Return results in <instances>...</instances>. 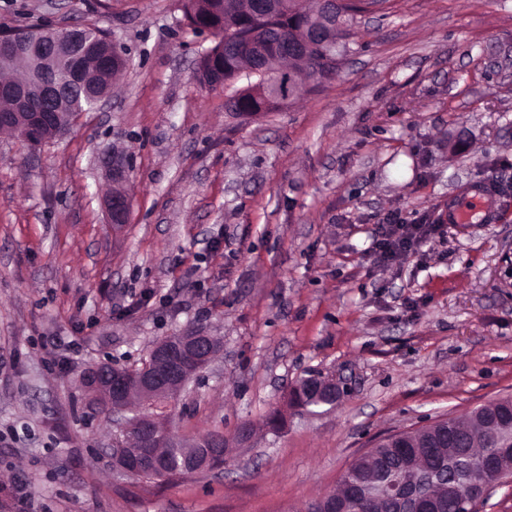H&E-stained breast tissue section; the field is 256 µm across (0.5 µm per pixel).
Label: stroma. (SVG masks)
<instances>
[{"instance_id": "35a3bbf8", "label": "stroma", "mask_w": 512, "mask_h": 512, "mask_svg": "<svg viewBox=\"0 0 512 512\" xmlns=\"http://www.w3.org/2000/svg\"><path fill=\"white\" fill-rule=\"evenodd\" d=\"M44 22L109 32L128 68L61 139L0 136V486L30 482L36 512H305L384 437L512 394V0H376L334 80L255 117L196 80L216 39L181 0H0V29ZM486 181L495 220L449 223ZM394 209L444 234L378 265ZM192 327L223 350L151 410L223 432L227 462L123 475L80 376ZM312 371L344 387L315 414L288 397ZM112 191L105 199V206L110 224H126L129 215V199L123 187L126 171L123 162L112 157L107 163Z\"/></svg>"}]
</instances>
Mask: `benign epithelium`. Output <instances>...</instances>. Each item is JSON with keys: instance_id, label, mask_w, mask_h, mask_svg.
<instances>
[{"instance_id": "1", "label": "benign epithelium", "mask_w": 512, "mask_h": 512, "mask_svg": "<svg viewBox=\"0 0 512 512\" xmlns=\"http://www.w3.org/2000/svg\"><path fill=\"white\" fill-rule=\"evenodd\" d=\"M270 39L276 40L290 56L299 53L303 44L299 37L281 29L254 37L252 42L261 45ZM87 40L88 31L82 26H43L31 38L15 30L0 29V70L10 69L19 61L28 67L25 80L0 81V102L6 104L0 111V132L33 146L49 143L69 131L80 117L77 112L64 111L72 88L90 83L104 88L91 101L95 106L108 97L112 77L127 67V59L111 41L103 47L91 46ZM247 87L267 92L269 100L289 99L288 83L280 72L259 87L252 82ZM107 168L112 182V191L105 199L109 223L125 224L129 215V199L123 187L125 165L113 159ZM220 348L219 339L207 330L189 328L174 338L158 341L150 361L139 371L130 372L106 363L91 366L84 373V383L92 391L90 406L107 408L115 416L127 410L134 398L150 402L178 394L211 363ZM124 430L140 434L143 448L155 447L158 440L157 425L150 418L132 417L125 422ZM147 457L149 454L143 453L130 458L121 466V473L139 474L146 468ZM484 467L495 474L496 481L484 485L481 494L454 489L464 512H474V505L486 499L495 487L512 483V463L487 457Z\"/></svg>"}]
</instances>
